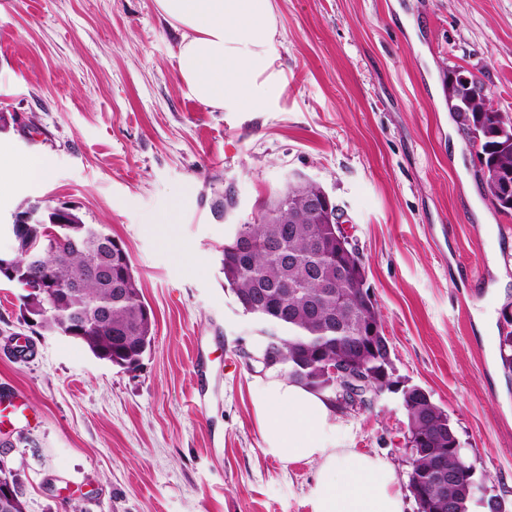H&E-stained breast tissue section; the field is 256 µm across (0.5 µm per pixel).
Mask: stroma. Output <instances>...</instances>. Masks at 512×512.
Wrapping results in <instances>:
<instances>
[{
  "label": "stroma",
  "mask_w": 512,
  "mask_h": 512,
  "mask_svg": "<svg viewBox=\"0 0 512 512\" xmlns=\"http://www.w3.org/2000/svg\"><path fill=\"white\" fill-rule=\"evenodd\" d=\"M284 91L262 112L192 98L184 31L155 0H0V153L42 161L0 196V250L22 202L78 208L121 240L155 335L139 367L32 330L0 282V460L25 512H312L317 462L267 454L242 356L260 325L224 283L236 225L301 174L343 213L391 346L395 390L346 414L347 445L391 463L404 512L410 450L400 387L448 414L488 501L512 512V215L490 202L448 110L459 67L512 119V0H273ZM222 194L233 201L212 209Z\"/></svg>",
  "instance_id": "35a3bbf8"
}]
</instances>
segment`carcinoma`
<instances>
[{
	"mask_svg": "<svg viewBox=\"0 0 512 512\" xmlns=\"http://www.w3.org/2000/svg\"><path fill=\"white\" fill-rule=\"evenodd\" d=\"M463 131L471 143H480V164L512 172V125L502 121L491 104H479L464 117ZM287 237L279 238L281 225L266 222L261 216L253 224H239L223 248L224 280L244 313L262 325V336L254 347L258 356H273L285 366L288 377L338 399L336 382L327 377L325 367L352 359L361 338L362 326L357 314L336 310V294L323 281L336 270V225L314 224L302 215V223L292 225ZM42 225L26 224L11 230L12 263L27 262V239L39 235ZM246 235L252 243L248 258L238 253V239ZM109 234L97 224L76 217L64 224L60 238L44 244L41 269L30 278L6 279L25 291L23 300L44 280L64 288L73 274L89 269L97 257L92 240ZM109 306L112 328L94 321L95 310ZM146 304L134 275L129 255L124 264L112 268V285L89 281L79 293L61 304L47 331L60 333L66 321L78 312L91 319L80 342L96 358L123 369H135L150 347L155 321L145 314ZM386 336L360 351L366 375L392 365ZM408 424L417 433L433 434L435 442L412 455V470L423 480L430 477L434 458L448 457V470L455 472L456 512H469L479 488L470 481L472 467L448 447L443 433L453 429L448 414L433 400L421 399L407 404ZM23 505L19 475L0 465V512H21Z\"/></svg>",
	"mask_w": 512,
	"mask_h": 512,
	"instance_id": "1",
	"label": "carcinoma"
}]
</instances>
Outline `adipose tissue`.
<instances>
[{
  "label": "adipose tissue",
  "instance_id": "obj_1",
  "mask_svg": "<svg viewBox=\"0 0 512 512\" xmlns=\"http://www.w3.org/2000/svg\"><path fill=\"white\" fill-rule=\"evenodd\" d=\"M156 4L185 30L177 73L194 99L226 112H261L281 95L272 0ZM251 403L267 452L285 464L318 462L312 512H403L391 463L346 447L350 426L327 395L292 381L277 365L254 375Z\"/></svg>",
  "mask_w": 512,
  "mask_h": 512
}]
</instances>
